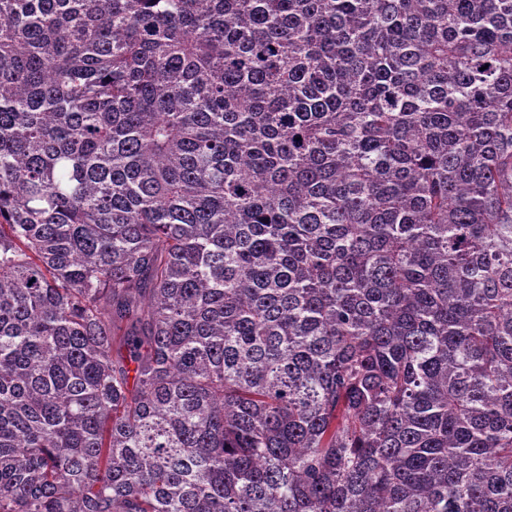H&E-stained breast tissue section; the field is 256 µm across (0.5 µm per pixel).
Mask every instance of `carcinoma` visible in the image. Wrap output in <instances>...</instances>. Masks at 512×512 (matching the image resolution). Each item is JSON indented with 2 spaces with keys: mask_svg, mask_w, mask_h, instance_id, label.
Instances as JSON below:
<instances>
[{
  "mask_svg": "<svg viewBox=\"0 0 512 512\" xmlns=\"http://www.w3.org/2000/svg\"><path fill=\"white\" fill-rule=\"evenodd\" d=\"M0 512H512V0H0Z\"/></svg>",
  "mask_w": 512,
  "mask_h": 512,
  "instance_id": "cac0c4a2",
  "label": "carcinoma"
}]
</instances>
